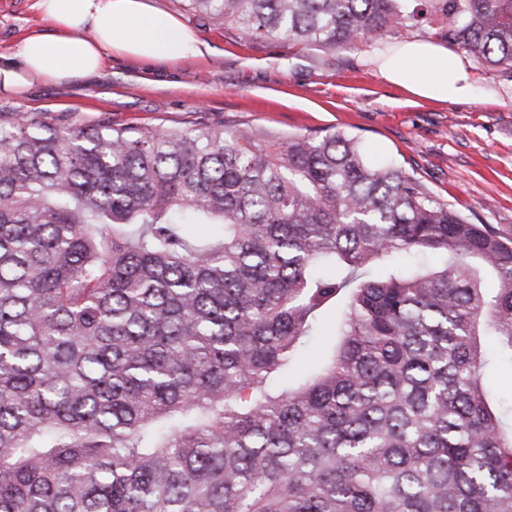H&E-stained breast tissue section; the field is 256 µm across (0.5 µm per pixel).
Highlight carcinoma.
Segmentation results:
<instances>
[{"mask_svg": "<svg viewBox=\"0 0 512 512\" xmlns=\"http://www.w3.org/2000/svg\"><path fill=\"white\" fill-rule=\"evenodd\" d=\"M411 2L189 6L330 50L426 23L512 78V0ZM499 364L512 241L353 137L0 121V512H512ZM336 334V311L330 310L322 318L321 335L315 336L308 346L300 353L297 369L299 371L311 366L320 358L324 346L332 341Z\"/></svg>", "mask_w": 512, "mask_h": 512, "instance_id": "carcinoma-1", "label": "carcinoma"}]
</instances>
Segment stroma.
I'll return each mask as SVG.
<instances>
[{
    "label": "stroma",
    "instance_id": "stroma-1",
    "mask_svg": "<svg viewBox=\"0 0 512 512\" xmlns=\"http://www.w3.org/2000/svg\"><path fill=\"white\" fill-rule=\"evenodd\" d=\"M37 0H0V57L45 29ZM202 41V55L145 62L113 55L101 74L66 87L38 84L0 94V117L50 112L89 123L99 116L138 127L242 130L261 145L342 132L389 161L475 224L512 237V78L465 58L471 100L435 104L387 82L375 59L405 40L435 41L433 28H397L347 50L287 46L238 30L186 0H151Z\"/></svg>",
    "mask_w": 512,
    "mask_h": 512
}]
</instances>
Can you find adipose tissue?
Returning <instances> with one entry per match:
<instances>
[{
  "label": "adipose tissue",
  "mask_w": 512,
  "mask_h": 512,
  "mask_svg": "<svg viewBox=\"0 0 512 512\" xmlns=\"http://www.w3.org/2000/svg\"><path fill=\"white\" fill-rule=\"evenodd\" d=\"M37 7L49 29L29 33L15 48V62L0 63L2 93L98 76L115 54L161 61L201 53L193 32L146 0H38ZM377 63L387 82L422 100L454 103L474 94L461 58L442 45L407 41Z\"/></svg>",
  "instance_id": "adipose-tissue-1"
}]
</instances>
